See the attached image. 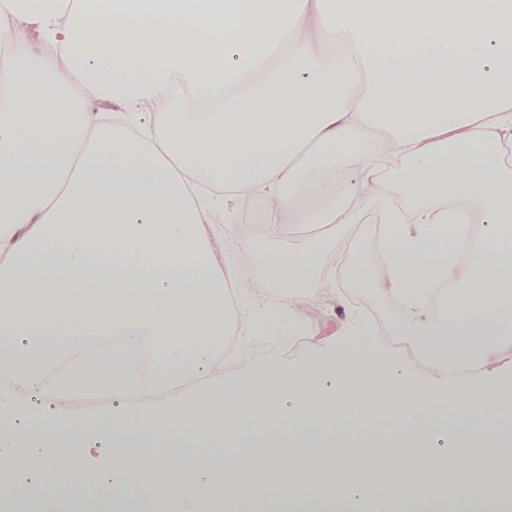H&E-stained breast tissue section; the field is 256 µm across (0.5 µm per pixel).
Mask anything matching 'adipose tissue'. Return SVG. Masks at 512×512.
<instances>
[{"mask_svg":"<svg viewBox=\"0 0 512 512\" xmlns=\"http://www.w3.org/2000/svg\"><path fill=\"white\" fill-rule=\"evenodd\" d=\"M45 44L32 50L26 29ZM347 43L364 80L327 50ZM12 50L0 98V473L52 495L95 475L108 512L139 483L170 512H240L273 495L305 512H376L392 498L425 512L434 475L484 501L512 475V417L497 381L457 377L495 339L512 342V0H0ZM189 88L198 102L176 97ZM108 95L120 112H96ZM157 104L149 128L139 107ZM403 161L412 205L382 191ZM355 164L349 194L338 162ZM224 189L204 200L197 180ZM266 201L260 236L216 222L238 198ZM385 210L381 270L360 238L349 271L405 311L431 309L422 360L436 384L396 370L355 321L336 347L291 367L273 359L235 381L226 404L180 383L224 372V335H304L238 289L224 291L235 238L264 287L302 305L336 287L330 236L278 241L288 224L361 220ZM486 228L472 235V216ZM96 336L148 347L143 373L103 378ZM104 389L111 405L76 408ZM469 416L456 415L458 407ZM395 428L404 446L368 447ZM445 451L431 448L440 430ZM479 462L483 479L471 472Z\"/></svg>","mask_w":512,"mask_h":512,"instance_id":"1","label":"adipose tissue"}]
</instances>
